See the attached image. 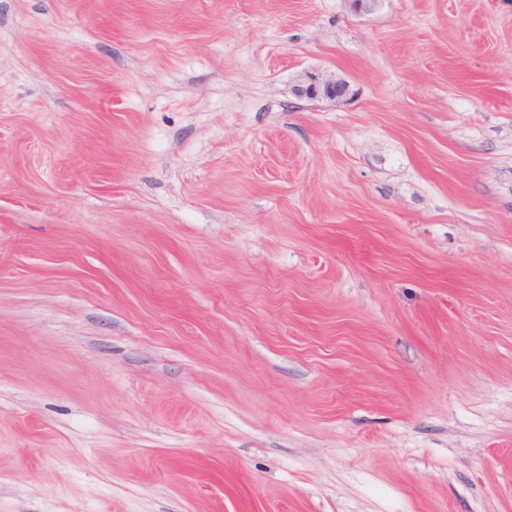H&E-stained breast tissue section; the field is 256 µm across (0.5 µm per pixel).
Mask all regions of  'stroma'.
Masks as SVG:
<instances>
[{"label": "stroma", "instance_id": "35a3bbf8", "mask_svg": "<svg viewBox=\"0 0 512 512\" xmlns=\"http://www.w3.org/2000/svg\"><path fill=\"white\" fill-rule=\"evenodd\" d=\"M0 512H512V0H0ZM348 83L327 72H306L294 84L293 95L308 101L336 102L347 95Z\"/></svg>", "mask_w": 512, "mask_h": 512}]
</instances>
